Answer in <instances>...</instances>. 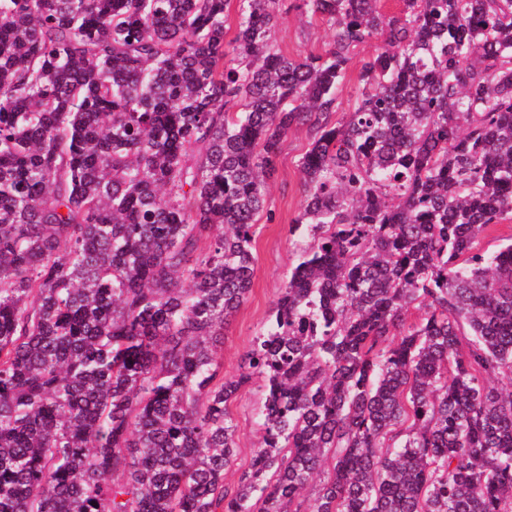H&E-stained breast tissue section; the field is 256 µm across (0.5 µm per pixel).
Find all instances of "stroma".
I'll use <instances>...</instances> for the list:
<instances>
[{
	"label": "stroma",
	"mask_w": 512,
	"mask_h": 512,
	"mask_svg": "<svg viewBox=\"0 0 512 512\" xmlns=\"http://www.w3.org/2000/svg\"><path fill=\"white\" fill-rule=\"evenodd\" d=\"M300 0H284L282 12L272 32L281 52L299 59L322 52L331 40V31L321 19L299 7ZM312 141L307 127H293L275 161V173L266 187V217L260 218L254 235L255 272L247 301L235 315L224 338V373L240 371L243 354L252 338L267 322L284 286L285 275L295 261L290 228L299 215L304 199L300 160ZM259 380L246 385L231 411L237 424V450L233 466L225 471L224 482L233 485L248 470L259 443L256 407L260 401Z\"/></svg>",
	"instance_id": "obj_1"
}]
</instances>
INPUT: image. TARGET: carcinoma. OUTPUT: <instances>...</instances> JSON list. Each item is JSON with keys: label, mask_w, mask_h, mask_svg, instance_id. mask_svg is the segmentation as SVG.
Wrapping results in <instances>:
<instances>
[{"label": "carcinoma", "mask_w": 512, "mask_h": 512, "mask_svg": "<svg viewBox=\"0 0 512 512\" xmlns=\"http://www.w3.org/2000/svg\"><path fill=\"white\" fill-rule=\"evenodd\" d=\"M282 2L226 41L230 0H0V512H512V241L479 249L512 220V0H302L333 38L298 60ZM297 125L309 243L226 378ZM382 46L381 40L373 39L372 41L360 45L355 49L352 55V61L346 71L344 88L341 98L340 109L337 114L331 116L332 122L341 119L343 113L351 111L355 101V88L359 83V75L362 61L373 55ZM512 238V222L505 221L502 224L492 226L486 233L482 241V247L488 253L496 251L500 244L506 243L508 238ZM261 381L253 378L252 382L246 385L238 399L231 405V411L237 424V450L233 466L224 472V484L232 486L239 475L248 470L252 463L255 449L259 443L257 430L256 407L260 401Z\"/></svg>", "instance_id": "carcinoma-1"}]
</instances>
